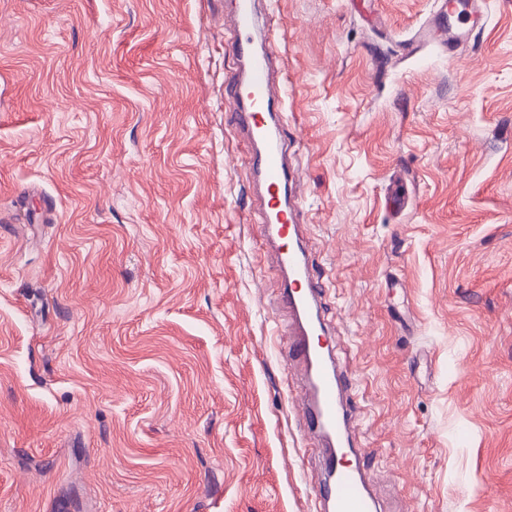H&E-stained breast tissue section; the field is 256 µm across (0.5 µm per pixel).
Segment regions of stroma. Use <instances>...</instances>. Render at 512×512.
Returning a JSON list of instances; mask_svg holds the SVG:
<instances>
[{
  "mask_svg": "<svg viewBox=\"0 0 512 512\" xmlns=\"http://www.w3.org/2000/svg\"><path fill=\"white\" fill-rule=\"evenodd\" d=\"M232 0H0V512H316L224 123ZM257 0L381 512H512V0ZM485 1L474 0L469 4V9L464 13L457 15L454 24L441 23L435 25L427 30L428 36L432 39L439 40L445 45H448V52L454 56L455 50L460 49L464 45L459 43L460 34L453 30L456 29H467L470 33L484 19L483 6Z\"/></svg>",
  "mask_w": 512,
  "mask_h": 512,
  "instance_id": "35a3bbf8",
  "label": "stroma"
}]
</instances>
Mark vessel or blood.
Returning <instances> with one entry per match:
<instances>
[{"label": "vessel or blood", "mask_w": 512, "mask_h": 512, "mask_svg": "<svg viewBox=\"0 0 512 512\" xmlns=\"http://www.w3.org/2000/svg\"><path fill=\"white\" fill-rule=\"evenodd\" d=\"M254 3L236 0L224 16V33L241 65L226 97L224 123L246 137L251 176L262 188L257 230L274 251L282 276L279 303L288 315L282 357L301 373L296 393L300 422L322 448L312 494L322 512H378L374 475L353 444L359 416L347 402L351 388L325 318L324 284L314 274L316 260L301 233V186L289 161L291 141L274 114L279 53L271 42L256 49L259 17ZM483 6V0H471L454 24L429 28V37L458 50L460 30L477 28L484 19Z\"/></svg>", "instance_id": "b4317fda"}]
</instances>
